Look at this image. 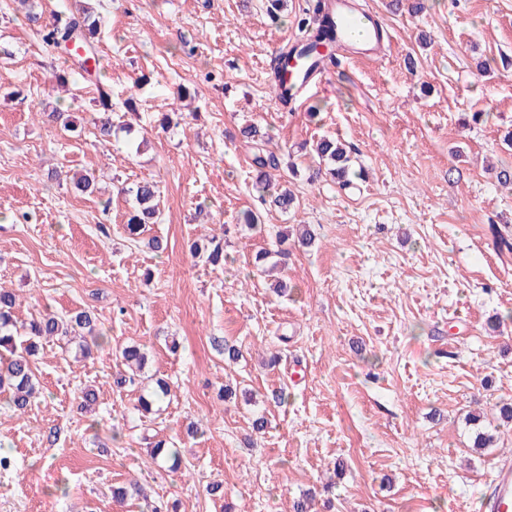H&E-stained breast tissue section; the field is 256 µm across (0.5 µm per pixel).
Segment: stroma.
I'll list each match as a JSON object with an SVG mask.
<instances>
[{"label": "stroma", "instance_id": "1", "mask_svg": "<svg viewBox=\"0 0 512 512\" xmlns=\"http://www.w3.org/2000/svg\"><path fill=\"white\" fill-rule=\"evenodd\" d=\"M283 2L271 16L267 0H88L116 114L138 100V134L102 142L94 85L0 0V288L18 322L87 310L105 336L86 358L44 343L25 413L0 394V512H292L312 487L314 512H470L512 460L497 414L512 400V251L498 244L512 240V186L496 179L512 169V0H360L389 28L385 57L345 55L287 105L271 73L314 0ZM180 97L191 118L161 129ZM54 108L80 136L47 122ZM250 123L299 169L288 212L258 201ZM323 136L350 146L351 187L310 181ZM86 172L91 195L71 181ZM142 179L160 214L133 237L121 189ZM299 224L312 247L281 242ZM213 236L221 268L189 251ZM281 249L283 296L252 265ZM128 343L147 362L120 388L113 352ZM159 378L170 394L143 413ZM227 384L238 392L220 399ZM479 427L493 447L472 448ZM152 434L179 448L178 470L152 457ZM133 479L145 498L117 502Z\"/></svg>", "mask_w": 512, "mask_h": 512}]
</instances>
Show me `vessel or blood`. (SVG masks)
I'll use <instances>...</instances> for the list:
<instances>
[{
	"instance_id": "vessel-or-blood-1",
	"label": "vessel or blood",
	"mask_w": 512,
	"mask_h": 512,
	"mask_svg": "<svg viewBox=\"0 0 512 512\" xmlns=\"http://www.w3.org/2000/svg\"><path fill=\"white\" fill-rule=\"evenodd\" d=\"M322 13L331 20L330 30L337 51L352 52L368 59H378L384 54L388 32L382 19L359 12L354 0H322ZM326 67L315 64L312 71L287 70L283 87L278 88V97L298 95L310 84L321 82ZM481 512H512V466L500 467L494 488L481 503Z\"/></svg>"
}]
</instances>
